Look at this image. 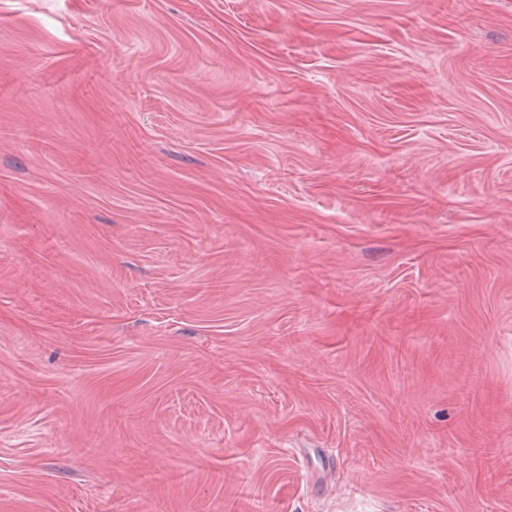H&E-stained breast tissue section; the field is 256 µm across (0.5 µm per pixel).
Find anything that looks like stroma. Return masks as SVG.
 Masks as SVG:
<instances>
[{
    "label": "stroma",
    "mask_w": 512,
    "mask_h": 512,
    "mask_svg": "<svg viewBox=\"0 0 512 512\" xmlns=\"http://www.w3.org/2000/svg\"><path fill=\"white\" fill-rule=\"evenodd\" d=\"M0 512H512V0H0Z\"/></svg>",
    "instance_id": "1"
}]
</instances>
